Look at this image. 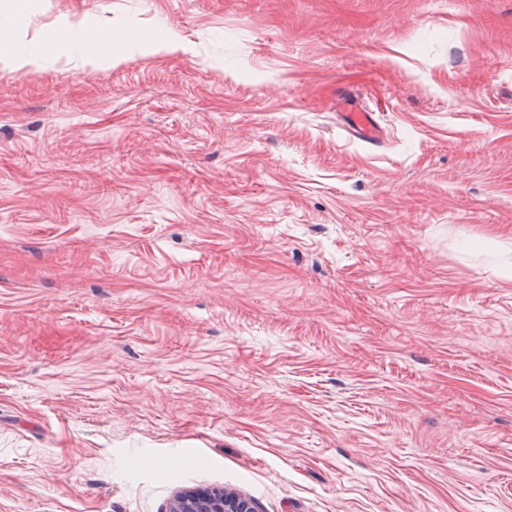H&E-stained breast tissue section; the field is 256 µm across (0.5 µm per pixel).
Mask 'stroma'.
Instances as JSON below:
<instances>
[{
	"instance_id": "1",
	"label": "stroma",
	"mask_w": 512,
	"mask_h": 512,
	"mask_svg": "<svg viewBox=\"0 0 512 512\" xmlns=\"http://www.w3.org/2000/svg\"><path fill=\"white\" fill-rule=\"evenodd\" d=\"M12 3L0 512H512V0ZM94 22L93 18L85 17L74 23L65 17L59 23L60 34L68 48L80 57L84 65L92 67H96L99 64V59L86 47L85 41L90 36L85 27L92 25ZM43 61L41 50L35 46H22L19 49L0 51V68L20 71L26 68L39 67ZM355 105L348 104V112H340L343 115V126L345 132L351 138L358 139L372 147H380L384 136L381 126L378 124L371 112L363 109L357 97L348 94ZM191 488L178 492L168 512H256L246 496L226 488Z\"/></svg>"
}]
</instances>
